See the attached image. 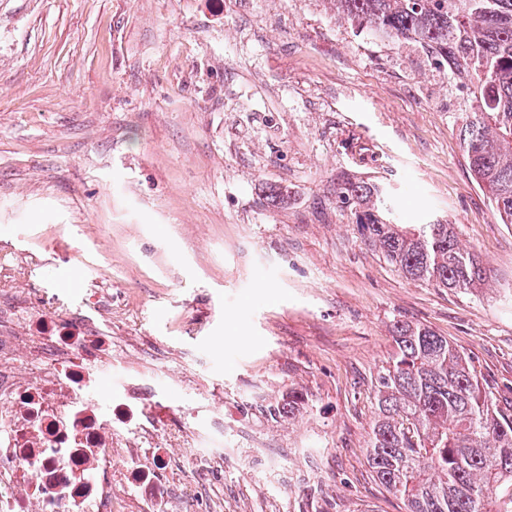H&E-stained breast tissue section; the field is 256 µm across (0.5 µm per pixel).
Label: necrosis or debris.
Masks as SVG:
<instances>
[{
    "instance_id": "1",
    "label": "necrosis or debris",
    "mask_w": 512,
    "mask_h": 512,
    "mask_svg": "<svg viewBox=\"0 0 512 512\" xmlns=\"http://www.w3.org/2000/svg\"><path fill=\"white\" fill-rule=\"evenodd\" d=\"M22 306L0 289V512H112V481L154 482L164 461L113 453L124 424L136 441L159 434L147 401L102 398L112 339L56 307L45 326L16 328Z\"/></svg>"
}]
</instances>
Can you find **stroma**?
I'll return each mask as SVG.
<instances>
[{
    "label": "stroma",
    "instance_id": "stroma-1",
    "mask_svg": "<svg viewBox=\"0 0 512 512\" xmlns=\"http://www.w3.org/2000/svg\"><path fill=\"white\" fill-rule=\"evenodd\" d=\"M370 38L332 0H0V286L111 336L113 399L161 408L168 512H404L366 460L399 322L512 408V224L442 76ZM360 180L454 224L484 283L407 279L337 203Z\"/></svg>",
    "mask_w": 512,
    "mask_h": 512
}]
</instances>
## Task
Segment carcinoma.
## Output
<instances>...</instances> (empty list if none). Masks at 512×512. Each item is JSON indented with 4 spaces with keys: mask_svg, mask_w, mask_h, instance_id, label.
I'll return each instance as SVG.
<instances>
[{
    "mask_svg": "<svg viewBox=\"0 0 512 512\" xmlns=\"http://www.w3.org/2000/svg\"><path fill=\"white\" fill-rule=\"evenodd\" d=\"M336 15L446 62L466 85L459 137L468 169L512 224V0H333ZM361 235L413 281L468 290L479 258L454 225L403 224L375 183L346 184ZM377 379L367 463L405 512H512V413L499 408L472 360L429 327L394 325Z\"/></svg>",
    "mask_w": 512,
    "mask_h": 512,
    "instance_id": "obj_1",
    "label": "carcinoma"
}]
</instances>
